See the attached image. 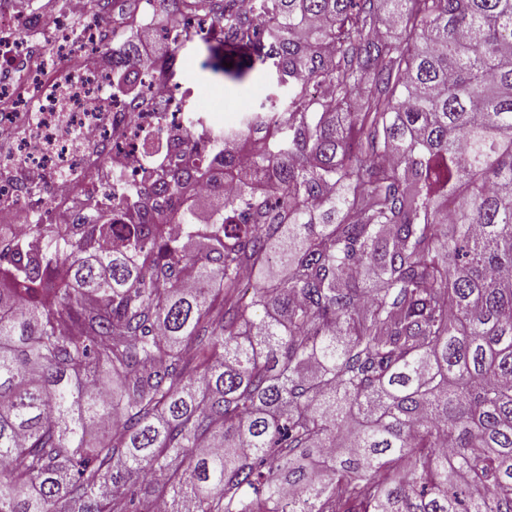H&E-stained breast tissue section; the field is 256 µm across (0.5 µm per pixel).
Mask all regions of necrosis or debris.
Masks as SVG:
<instances>
[{"instance_id":"necrosis-or-debris-1","label":"necrosis or debris","mask_w":512,"mask_h":512,"mask_svg":"<svg viewBox=\"0 0 512 512\" xmlns=\"http://www.w3.org/2000/svg\"><path fill=\"white\" fill-rule=\"evenodd\" d=\"M77 2L66 0L45 27L52 55L75 64L51 81L25 36L38 17L0 0V209L25 219L45 212L70 226L91 223L105 203H125L145 187L149 143L170 160L218 158L224 148L223 114L201 90L182 94L177 63L130 68L135 94L112 96L106 31L95 13L77 14ZM48 171L56 175L52 195L38 180Z\"/></svg>"}]
</instances>
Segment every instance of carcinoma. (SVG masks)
Wrapping results in <instances>:
<instances>
[{"label": "carcinoma", "instance_id": "obj_1", "mask_svg": "<svg viewBox=\"0 0 512 512\" xmlns=\"http://www.w3.org/2000/svg\"><path fill=\"white\" fill-rule=\"evenodd\" d=\"M171 2L268 107L135 224L0 225V512H512V0Z\"/></svg>", "mask_w": 512, "mask_h": 512}]
</instances>
